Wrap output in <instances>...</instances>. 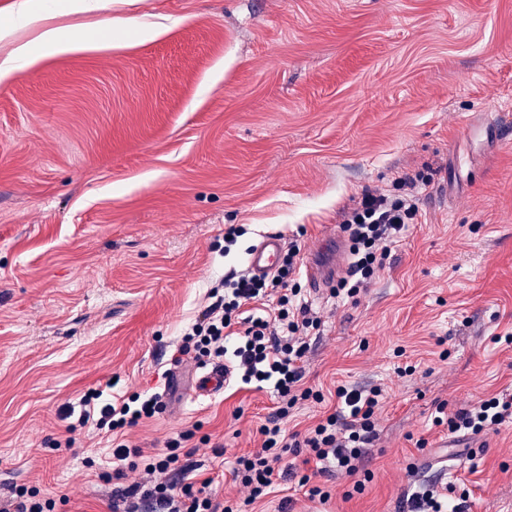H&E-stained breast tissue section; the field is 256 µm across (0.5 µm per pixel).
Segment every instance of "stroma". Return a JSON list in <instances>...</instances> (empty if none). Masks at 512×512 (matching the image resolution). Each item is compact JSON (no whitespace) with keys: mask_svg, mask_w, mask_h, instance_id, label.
<instances>
[{"mask_svg":"<svg viewBox=\"0 0 512 512\" xmlns=\"http://www.w3.org/2000/svg\"><path fill=\"white\" fill-rule=\"evenodd\" d=\"M33 2L90 35L118 19V45L0 83V488L109 512L139 475L111 480L108 437L46 440L87 389L164 390L166 410L129 439L150 452L195 429L200 476L240 498L233 461L260 446L276 399L234 380L202 403L169 390L184 329L264 236L309 252L364 190L425 172L418 222L379 278L349 301L301 290L324 320L307 384L383 390L364 489L339 476L322 503L284 485L259 508L289 495L293 512H401L452 484L467 512H512V425L458 437L433 423L439 404L512 393L498 340L512 332V139L477 135L512 121V0ZM228 224L245 229L229 249Z\"/></svg>","mask_w":512,"mask_h":512,"instance_id":"stroma-1","label":"stroma"}]
</instances>
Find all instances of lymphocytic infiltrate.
Here are the masks:
<instances>
[{"label": "lymphocytic infiltrate", "mask_w": 512, "mask_h": 512, "mask_svg": "<svg viewBox=\"0 0 512 512\" xmlns=\"http://www.w3.org/2000/svg\"><path fill=\"white\" fill-rule=\"evenodd\" d=\"M418 178L396 182L387 195L364 191L347 212L342 229L350 242L351 261L339 278L333 296H357L385 268L392 244L399 242L418 215L414 191ZM300 248L289 243L283 263L272 276L258 278L249 269L225 274L209 292L210 303L186 329L178 356L197 360L231 358L237 378L256 389L273 388L276 410L259 428L261 446L235 460L233 476L245 495L220 501L212 478L197 479L185 445L194 436L185 430L164 447L148 453L125 439L126 429L162 412V394L134 393L117 400L104 399L102 390H88L82 410L64 406L65 439H51L52 448H72L74 433L85 427L112 433V477L140 471L141 480L112 494V512H254V505L287 480L304 488L308 499L328 501L331 493L314 484L315 476H351L379 440L377 412L382 390L340 385L331 412L302 431L287 432L282 422L300 402H322L323 396L305 383L310 352L308 333L320 328L322 317L298 302ZM435 425L449 432L474 435L512 424V395L498 394L452 413H440ZM56 502L36 487L13 485L0 489V512H55Z\"/></svg>", "instance_id": "obj_1"}]
</instances>
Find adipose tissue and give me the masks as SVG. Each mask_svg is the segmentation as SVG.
I'll list each match as a JSON object with an SVG mask.
<instances>
[{
	"label": "adipose tissue",
	"mask_w": 512,
	"mask_h": 512,
	"mask_svg": "<svg viewBox=\"0 0 512 512\" xmlns=\"http://www.w3.org/2000/svg\"><path fill=\"white\" fill-rule=\"evenodd\" d=\"M19 27H35L33 41L16 44L5 56L0 57V82L9 81L18 71L32 68L41 57L85 49L84 41L67 29L56 25L52 15L31 9L15 19Z\"/></svg>",
	"instance_id": "1"
}]
</instances>
